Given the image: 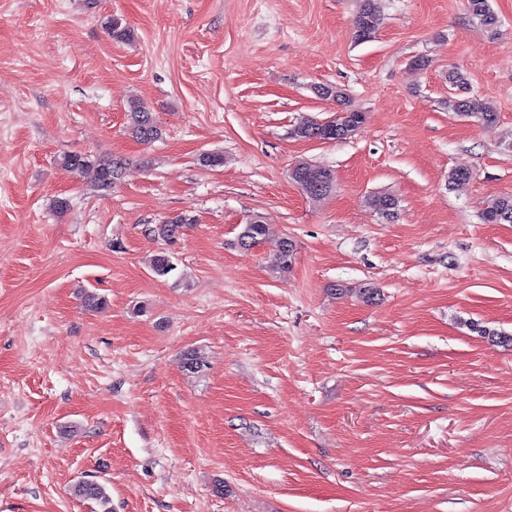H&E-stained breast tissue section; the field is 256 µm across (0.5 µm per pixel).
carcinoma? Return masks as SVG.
<instances>
[{
	"label": "carcinoma",
	"instance_id": "1",
	"mask_svg": "<svg viewBox=\"0 0 512 512\" xmlns=\"http://www.w3.org/2000/svg\"><path fill=\"white\" fill-rule=\"evenodd\" d=\"M468 13L484 30L495 34L498 30V17L491 7L490 0H467ZM112 38L128 41L133 37L131 29L122 24V20L112 17L107 21ZM382 24V16L377 0H359V6L353 18L355 37L359 41L372 38ZM448 82V98L443 102L444 108L459 116L475 118L485 128H492L498 122L496 108L488 101L470 94V82L467 74L460 69H450L445 75ZM315 94L324 100H332L340 105L346 104L347 93L332 84H322L314 88ZM128 130L133 138L150 143L159 139L162 130L152 112L138 102L131 103L128 113ZM342 126L355 129L366 122V113L356 109H345L335 118ZM292 136L300 140L318 138L329 141L335 138L332 131L324 130L318 121L304 118L292 129ZM64 167L80 175H88L94 187L104 193L122 178L126 160L112 158L102 160L87 153H70L61 158ZM291 179L312 200H320L331 193L336 186V177L332 170L300 161L292 167ZM367 203L381 217L393 221L400 213L399 199L385 192H378L367 199ZM483 220L489 224H512V194L499 195L489 202L483 212ZM194 219L179 214L168 218L160 224L148 227V234L173 244L183 234L184 228ZM266 226L263 224H245L237 237L240 248L248 250L265 239ZM294 258V244L289 238L280 239L273 253V269L286 272ZM151 270L159 277L169 275L176 269L171 253L160 251L150 262ZM207 367L204 357L195 349L184 353V368L191 373H199ZM72 493L75 497L92 501L99 506L98 512H112V498L105 484L93 480H80L74 484Z\"/></svg>",
	"mask_w": 512,
	"mask_h": 512
}]
</instances>
